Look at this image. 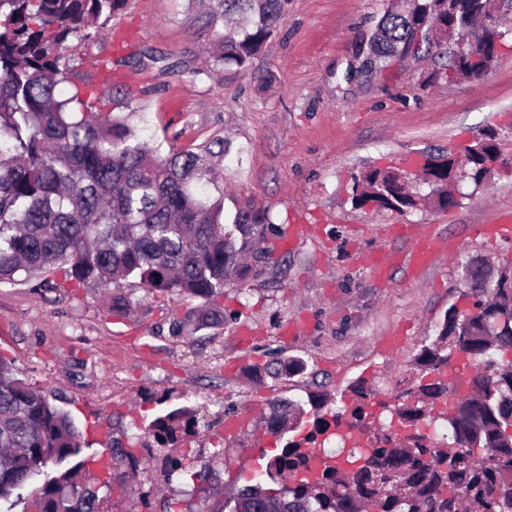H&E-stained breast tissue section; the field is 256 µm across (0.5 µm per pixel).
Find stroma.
Here are the masks:
<instances>
[{
  "label": "stroma",
  "mask_w": 512,
  "mask_h": 512,
  "mask_svg": "<svg viewBox=\"0 0 512 512\" xmlns=\"http://www.w3.org/2000/svg\"><path fill=\"white\" fill-rule=\"evenodd\" d=\"M384 0H288L285 20L245 77L183 73L182 50L195 41L187 0H128L85 54L110 55L126 39L131 53L166 57L168 70L120 67L122 111L159 153L172 144L223 139L218 178L225 194L267 211L282 235L264 275L227 286L224 320L193 336L171 326L197 300L153 297L137 280L125 293L138 313H109L102 289L52 290L40 277L0 284V357L67 411L82 434V458L120 446L141 457L138 474L112 470L105 512H224L254 484L281 443L265 426L274 402L316 393L347 395L363 381L392 401L414 381L413 359L448 309L462 305V267L487 259L512 266V240L485 228L512 211V173L481 186L464 183L459 205L370 213L350 187L382 159L412 152L464 153L487 129L512 155V20L505 47L480 79L432 84V58L395 68H363L362 49ZM306 225L293 234L295 225ZM414 225L456 242L419 273L395 265L381 279L364 265L372 251L404 253L398 226ZM299 359L298 374H265L276 359ZM188 406L210 421L170 448L149 430L161 414ZM241 432L224 433L226 418ZM187 457L169 476L167 457Z\"/></svg>",
  "instance_id": "35a3bbf8"
}]
</instances>
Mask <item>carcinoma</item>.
Returning <instances> with one entry per match:
<instances>
[{"label": "carcinoma", "mask_w": 512, "mask_h": 512, "mask_svg": "<svg viewBox=\"0 0 512 512\" xmlns=\"http://www.w3.org/2000/svg\"><path fill=\"white\" fill-rule=\"evenodd\" d=\"M288 0H189L191 24L199 25L210 58L198 68L195 46L184 50L183 65L193 75L215 71L224 80L245 76L264 44L285 18ZM127 0H0V283L20 271L52 273L74 287H114L110 310L127 317L139 302L121 291L135 278L155 296L203 300L189 323L172 333L191 335L221 320L213 308L228 285H244L265 268L271 239L281 231L250 202L214 197L217 160L224 140L171 147L166 155L138 139L128 118L113 112L104 92L63 97L59 86L86 73L60 67L74 51L71 38L92 37L105 28ZM490 0H386L371 35L365 65L382 71L419 54L439 59L427 81H447L461 73L479 79L496 57L494 36L486 37L480 60L457 56L442 33L471 31ZM466 178L479 186L499 156L490 130L469 147ZM384 210H414L420 200L403 193L400 176L376 169L353 178L351 201L360 206L366 188ZM477 298L465 316L452 307L434 341L414 357L418 383L404 389L392 406L409 434L382 431L359 452L319 467L316 450L330 427H362L373 417L374 392L364 384L334 411L325 397L310 399L313 422L294 400L272 405L270 432H296L266 465L280 488L247 485L231 512H512V281L490 291L480 287L478 266H464ZM469 354L476 370L470 394L450 400L440 370L452 350ZM301 372L303 362L275 360L265 374ZM455 403L450 413L449 402ZM447 422L448 440L422 432L435 419ZM201 423L197 411L180 407L155 418L151 431L161 446ZM79 432L40 387L20 377L0 357V503L23 501L24 512H101L99 489L110 487L97 474L86 479Z\"/></svg>", "instance_id": "cac0c4a2"}]
</instances>
